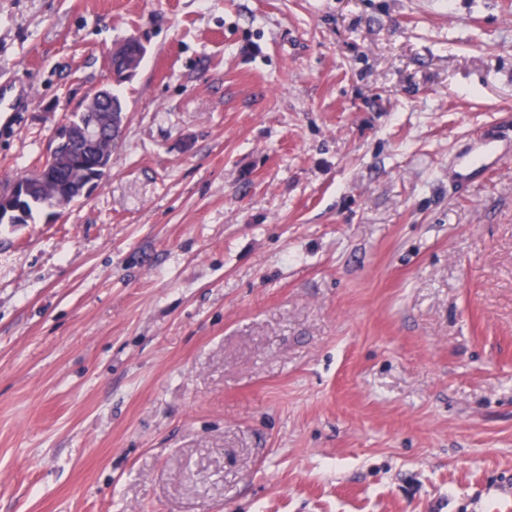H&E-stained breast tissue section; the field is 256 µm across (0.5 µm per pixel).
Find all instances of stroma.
<instances>
[{
  "label": "stroma",
  "instance_id": "obj_1",
  "mask_svg": "<svg viewBox=\"0 0 512 512\" xmlns=\"http://www.w3.org/2000/svg\"><path fill=\"white\" fill-rule=\"evenodd\" d=\"M130 36L110 173L0 224V512L512 502V0H0V190ZM500 151L501 147L496 140L483 139L480 150L463 161L460 176L467 178L481 172L488 165L489 160L497 156Z\"/></svg>",
  "mask_w": 512,
  "mask_h": 512
}]
</instances>
